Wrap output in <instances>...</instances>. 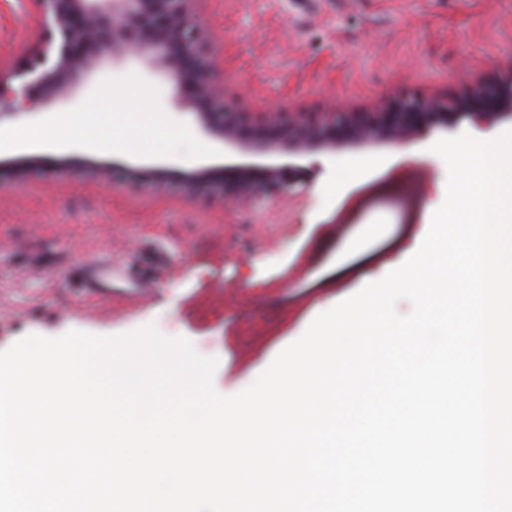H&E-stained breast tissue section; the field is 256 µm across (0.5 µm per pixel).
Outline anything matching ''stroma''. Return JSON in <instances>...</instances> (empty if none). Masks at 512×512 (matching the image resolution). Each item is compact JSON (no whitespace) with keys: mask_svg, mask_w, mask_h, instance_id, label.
I'll return each instance as SVG.
<instances>
[{"mask_svg":"<svg viewBox=\"0 0 512 512\" xmlns=\"http://www.w3.org/2000/svg\"><path fill=\"white\" fill-rule=\"evenodd\" d=\"M195 10L227 87L250 112H374L403 90L458 95L512 67V0H197ZM38 46L30 0H0V71L20 70ZM130 97L148 137L114 152L67 144L42 153L183 171L205 160L258 172L269 162L205 138L188 109L171 105L166 78L135 59L101 68L62 109L99 102L108 125ZM506 129L507 116L490 125L466 118L402 147L350 142L289 157L292 192L240 206L201 202L177 184L113 188L79 167L2 183L0 351L30 334L108 336L152 324L218 358L215 389L237 394L319 309L416 252L446 193L447 168L432 143L463 132L493 139ZM158 130L173 140L158 143ZM158 246L167 261L151 299L136 303L122 270H148ZM355 246L371 254L370 270L335 276ZM96 261L115 269L111 296L97 300L119 307L112 318L85 313L79 278Z\"/></svg>","mask_w":512,"mask_h":512,"instance_id":"1","label":"stroma"}]
</instances>
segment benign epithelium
I'll use <instances>...</instances> for the list:
<instances>
[{
    "label": "benign epithelium",
    "mask_w": 512,
    "mask_h": 512,
    "mask_svg": "<svg viewBox=\"0 0 512 512\" xmlns=\"http://www.w3.org/2000/svg\"><path fill=\"white\" fill-rule=\"evenodd\" d=\"M41 9L40 45L21 83L0 75V119L46 110L70 97L79 82L104 62L138 59L163 74L170 101L189 102L202 135L242 152L301 157L311 151L336 149L347 142L386 141L401 146L431 129L475 116L493 123L512 116V68L494 83L475 81L459 96L422 98L404 95L381 112H241L229 95L215 63V50L191 12L193 0H35ZM83 162L80 157L32 154L24 161H0V181L37 176ZM90 172L116 187L168 183L171 168L114 162ZM256 178L249 167L229 177L201 165L184 183L199 199L229 203L290 190L286 167L270 165Z\"/></svg>",
    "instance_id": "benign-epithelium-1"
}]
</instances>
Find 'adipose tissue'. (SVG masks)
Masks as SVG:
<instances>
[{"instance_id": "obj_1", "label": "adipose tissue", "mask_w": 512, "mask_h": 512, "mask_svg": "<svg viewBox=\"0 0 512 512\" xmlns=\"http://www.w3.org/2000/svg\"><path fill=\"white\" fill-rule=\"evenodd\" d=\"M97 105L87 111L57 115L50 125L41 127H0V153H10L46 142L66 144L78 141L91 148L128 145L138 131L137 125H96Z\"/></svg>"}]
</instances>
